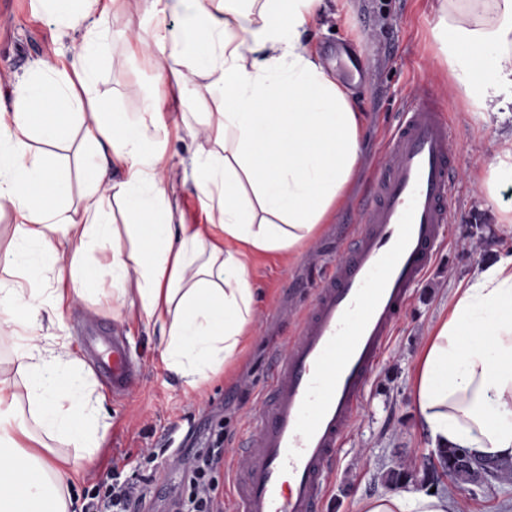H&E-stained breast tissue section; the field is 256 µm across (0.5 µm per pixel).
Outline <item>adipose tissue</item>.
<instances>
[{
    "label": "adipose tissue",
    "mask_w": 512,
    "mask_h": 512,
    "mask_svg": "<svg viewBox=\"0 0 512 512\" xmlns=\"http://www.w3.org/2000/svg\"><path fill=\"white\" fill-rule=\"evenodd\" d=\"M143 3L158 16L190 10L192 24L140 43L169 75L167 91L147 100L140 119L103 114L91 92L93 55L107 47L100 0H43L82 40L70 60L43 61L11 102L0 101V214L14 220V244L0 253V329L19 340L15 361L42 430L88 457L104 435L83 361L62 332L65 307L89 285L109 282L127 319L158 327L169 365L196 385L232 359L247 334L257 303L252 257L292 253L312 240L350 192L364 152L360 112L299 36L324 0H263L256 20L228 2ZM439 38L464 87H476L479 106L512 112V0H448ZM200 73L221 108L193 113L186 130L202 140L190 171H180L164 163L163 114L188 106L189 78ZM78 125L85 193L75 204L44 151ZM36 141L42 152L33 151ZM115 169L121 180L112 179ZM191 171L206 221L177 224L178 188ZM112 201L129 218L130 248L118 245L108 220ZM108 241L103 262H85ZM410 396L432 450L512 461V251L450 295L415 360ZM16 402L1 378L0 512H75L66 458L47 445L24 449L33 435L13 416ZM358 509L452 512L449 497L424 490L388 491Z\"/></svg>",
    "instance_id": "ef3b65f1"
}]
</instances>
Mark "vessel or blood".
<instances>
[{
  "label": "vessel or blood",
  "mask_w": 512,
  "mask_h": 512,
  "mask_svg": "<svg viewBox=\"0 0 512 512\" xmlns=\"http://www.w3.org/2000/svg\"><path fill=\"white\" fill-rule=\"evenodd\" d=\"M457 176L445 108L417 90L388 135L343 254L273 355L250 435L233 454L235 512H320L369 379L434 263ZM98 370L113 391L133 389L123 337H113L112 359Z\"/></svg>",
  "instance_id": "b4317fda"
}]
</instances>
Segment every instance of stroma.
Masks as SVG:
<instances>
[{
  "label": "stroma",
  "mask_w": 512,
  "mask_h": 512,
  "mask_svg": "<svg viewBox=\"0 0 512 512\" xmlns=\"http://www.w3.org/2000/svg\"><path fill=\"white\" fill-rule=\"evenodd\" d=\"M444 0H325L319 22L306 35L324 70L335 74L331 47L345 44L359 53L366 78L349 92L362 112L366 141L354 187L331 223L303 247L294 259L277 254L254 258L250 281L258 290L251 335L243 353L222 373L189 386L168 368L157 328L126 321L111 302L94 289L64 312L65 333L83 358L84 371L105 397L110 428L92 460L71 473L80 497H88L105 482L112 467L123 476L154 474L145 512H170L179 474L165 459L150 463L145 448H172L186 455L223 437L236 447L250 432V414L265 388L272 349L291 332L289 318L279 308L303 310L313 289L327 272L356 224L389 130L396 124L402 99L418 83H426L442 98L449 130L457 142L462 175L452 191L450 222L438 243L435 261L404 312L365 391L353 431L338 451L336 471L322 512H358V501L387 491L386 474L407 467L415 472V490L452 493L456 512H512V481L488 477L475 484L448 478L431 480L426 446L410 403L409 376L431 327L448 310V297L478 267L512 249V235L499 222L512 210V184L487 198L482 182L494 160L500 136L512 130V120L479 107L466 93L437 36ZM180 13L164 21L145 15L141 0H116L108 17V53L98 62L95 94L108 111L137 116L147 94L160 85L155 65L143 54L126 49L127 37L153 41L159 27L179 29ZM80 33L61 29L57 18L38 0H0V98L12 99L51 49L70 52ZM90 336L127 337L139 366V385L129 394H113L93 363L97 352Z\"/></svg>",
  "instance_id": "stroma-1"
}]
</instances>
